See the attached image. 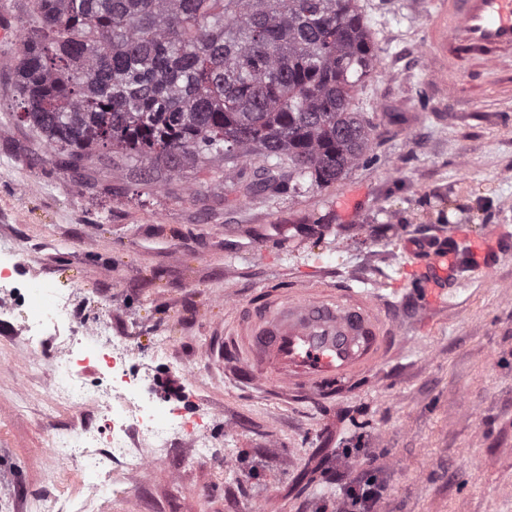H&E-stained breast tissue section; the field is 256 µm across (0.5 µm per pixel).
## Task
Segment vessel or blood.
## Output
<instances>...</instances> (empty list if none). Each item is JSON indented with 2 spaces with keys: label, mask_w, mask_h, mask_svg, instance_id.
<instances>
[{
  "label": "vessel or blood",
  "mask_w": 512,
  "mask_h": 512,
  "mask_svg": "<svg viewBox=\"0 0 512 512\" xmlns=\"http://www.w3.org/2000/svg\"><path fill=\"white\" fill-rule=\"evenodd\" d=\"M427 65L442 77L451 108L472 98V81L499 85L512 68V0H432ZM397 322L378 296L348 283L276 289L237 320L230 348L243 382L282 396L329 399L384 364Z\"/></svg>",
  "instance_id": "b4317fda"
}]
</instances>
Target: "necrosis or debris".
Instances as JSON below:
<instances>
[{
  "label": "necrosis or debris",
  "mask_w": 512,
  "mask_h": 512,
  "mask_svg": "<svg viewBox=\"0 0 512 512\" xmlns=\"http://www.w3.org/2000/svg\"><path fill=\"white\" fill-rule=\"evenodd\" d=\"M14 253L12 243L0 242V317L22 311L30 354L46 355L55 362L49 371L50 383L60 400L77 411L92 403L112 415L108 427L90 420L82 423L68 448L93 460L102 456L122 459L131 470L142 468L147 460L163 459L172 435L182 428L178 408L162 404L143 388L128 366L133 354L128 344L101 340L93 330L82 339L60 334V326L70 319L71 297H50L43 289L14 282L9 261ZM53 333L58 344L49 351L45 338ZM90 364L99 369L103 381L93 391L80 381Z\"/></svg>",
  "instance_id": "obj_1"
}]
</instances>
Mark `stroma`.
Returning a JSON list of instances; mask_svg holds the SVG:
<instances>
[{"label": "stroma", "mask_w": 512, "mask_h": 512, "mask_svg": "<svg viewBox=\"0 0 512 512\" xmlns=\"http://www.w3.org/2000/svg\"><path fill=\"white\" fill-rule=\"evenodd\" d=\"M360 4L378 64L351 107L374 125L371 158L296 194L273 191L258 159L242 166L248 196L189 169L116 168L111 189L80 188L12 116L18 42L0 38V237L17 246L14 277L76 293L75 325L126 339L134 371L185 422L161 462L116 473L101 512H337L363 471L380 497L354 512H512V100L480 83L469 111H449L423 66L429 0ZM490 230L488 267L457 270L446 310L416 319L414 271ZM321 278L394 303L390 362L325 403L236 380L231 305ZM79 425L20 328L0 334V512H57L103 480L47 446Z\"/></svg>", "instance_id": "1"}]
</instances>
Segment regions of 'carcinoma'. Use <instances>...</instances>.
Listing matches in <instances>:
<instances>
[{
    "label": "carcinoma",
    "instance_id": "carcinoma-1",
    "mask_svg": "<svg viewBox=\"0 0 512 512\" xmlns=\"http://www.w3.org/2000/svg\"><path fill=\"white\" fill-rule=\"evenodd\" d=\"M11 93L63 170L277 159L328 187L368 160L352 93L378 55L358 0H24ZM233 167L224 169V164Z\"/></svg>",
    "mask_w": 512,
    "mask_h": 512
}]
</instances>
